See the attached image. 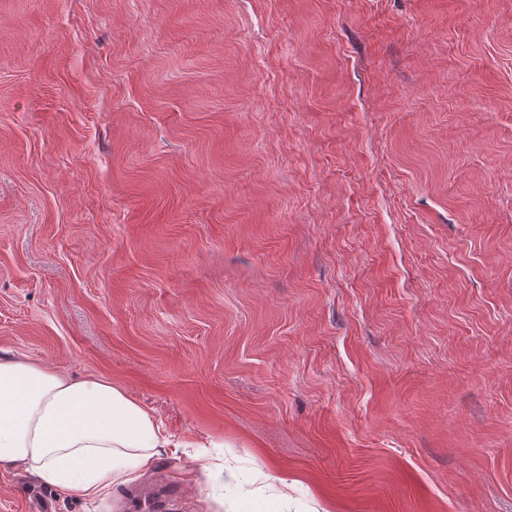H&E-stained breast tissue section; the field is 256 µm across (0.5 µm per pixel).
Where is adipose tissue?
<instances>
[{
    "mask_svg": "<svg viewBox=\"0 0 512 512\" xmlns=\"http://www.w3.org/2000/svg\"><path fill=\"white\" fill-rule=\"evenodd\" d=\"M175 445L111 382L0 357V468L23 467L64 495L92 499Z\"/></svg>",
    "mask_w": 512,
    "mask_h": 512,
    "instance_id": "1",
    "label": "adipose tissue"
}]
</instances>
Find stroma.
I'll list each match as a JSON object with an SVG mask.
<instances>
[{
  "instance_id": "obj_1",
  "label": "stroma",
  "mask_w": 512,
  "mask_h": 512,
  "mask_svg": "<svg viewBox=\"0 0 512 512\" xmlns=\"http://www.w3.org/2000/svg\"><path fill=\"white\" fill-rule=\"evenodd\" d=\"M215 442L0 512H512V0H0V355Z\"/></svg>"
}]
</instances>
